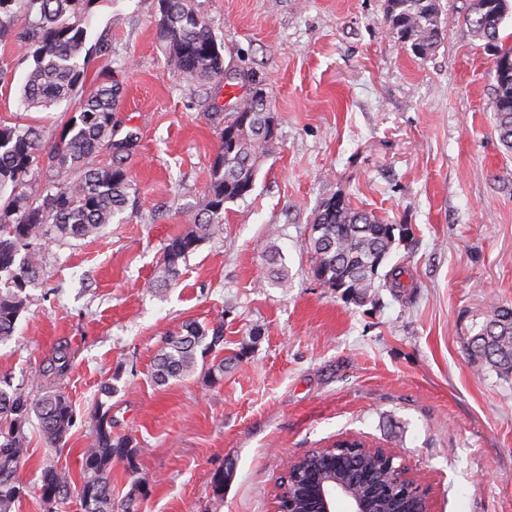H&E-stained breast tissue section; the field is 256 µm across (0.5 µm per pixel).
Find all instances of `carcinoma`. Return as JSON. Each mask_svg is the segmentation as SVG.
<instances>
[{
	"label": "carcinoma",
	"instance_id": "carcinoma-1",
	"mask_svg": "<svg viewBox=\"0 0 512 512\" xmlns=\"http://www.w3.org/2000/svg\"><path fill=\"white\" fill-rule=\"evenodd\" d=\"M86 0H0V28L19 25L17 40L32 54L34 67L21 90L29 108H49L72 99L85 78L82 57L86 29L82 5ZM386 20L391 32L426 57L438 47L442 35L440 0H386ZM158 30L165 44L166 65L176 76L208 83L224 76L222 46L211 27L190 0H157ZM508 0H467L464 23L494 51L492 100L494 128L499 142L512 152V34L501 36L508 15ZM120 88L101 84L81 98L79 115L72 118L56 142L44 141L35 126L0 124V341L9 339L27 302L26 290L43 275L41 249L47 242L84 240L95 235L129 206L132 180L128 166L138 142L118 137ZM275 113L263 88L249 94L224 118L219 145L210 166L209 183L194 224L167 240L162 248L161 286H172L190 254L224 223V204L248 196L254 189L272 138L269 124ZM103 152L110 162L97 163ZM396 225L371 211L354 208L335 196L322 203L314 216L308 246L315 256L313 274L325 288L350 300L369 298L376 280L385 287L406 291L413 283L396 264L380 273L395 243ZM224 345V325L190 321L167 337L155 363L154 377L165 384L196 369L197 356ZM470 356L480 366L512 376V305L495 309L471 337ZM70 357L66 346L54 348L42 374L55 379L67 374ZM39 421L51 448L64 447L76 424V412L61 391L48 389L35 398L24 388L0 377V512H12L23 487L16 478L17 464L26 452V426ZM343 454L341 448H319L304 457L291 472L280 507L309 476L318 456ZM133 438L112 433V419L98 410L90 447L81 452V512H134V499L112 501V461L134 462ZM371 464L384 476L387 487L404 489L398 465L382 456L352 452L346 468L357 474ZM72 478L68 471L47 466L41 490L48 512L67 498Z\"/></svg>",
	"mask_w": 512,
	"mask_h": 512
}]
</instances>
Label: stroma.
I'll return each mask as SVG.
<instances>
[{
    "label": "stroma",
    "instance_id": "stroma-1",
    "mask_svg": "<svg viewBox=\"0 0 512 512\" xmlns=\"http://www.w3.org/2000/svg\"><path fill=\"white\" fill-rule=\"evenodd\" d=\"M191 3L224 46V76L206 84L168 70L156 0L87 7L83 90L120 84L123 129L139 137L137 193L99 234L42 248V280L0 342V377L35 397L55 387L77 415L61 450L27 426L13 512H46L44 467L79 477L100 401L138 449L112 464V497L135 496V512H274L288 460L351 435L395 452L431 486L433 512H512V377L467 354L472 324L512 304V153L464 0H441L444 38L425 58L390 32L386 0ZM32 65L1 28L0 123L60 140L76 104L26 108ZM246 73L277 117L255 187L225 204L179 282L156 286L165 240L199 211L220 117L247 95ZM338 194L401 225L389 262L408 268L410 294L378 286L357 304L314 279L310 225ZM188 321L223 324L224 348L157 384L155 357ZM61 343L71 370L52 382L40 370Z\"/></svg>",
    "mask_w": 512,
    "mask_h": 512
}]
</instances>
